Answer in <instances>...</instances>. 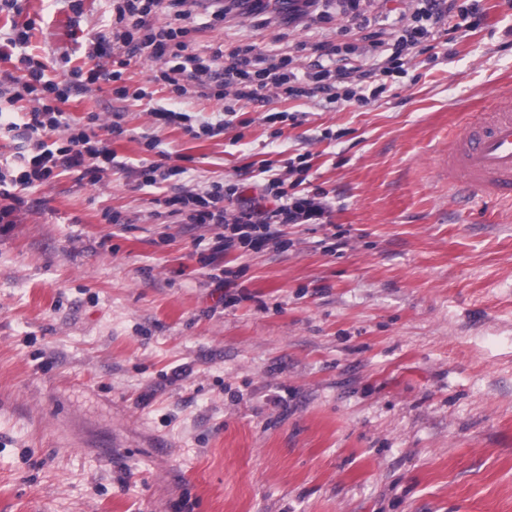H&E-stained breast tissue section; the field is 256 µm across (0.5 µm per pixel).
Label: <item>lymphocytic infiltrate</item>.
Wrapping results in <instances>:
<instances>
[{"label":"lymphocytic infiltrate","instance_id":"lymphocytic-infiltrate-1","mask_svg":"<svg viewBox=\"0 0 512 512\" xmlns=\"http://www.w3.org/2000/svg\"><path fill=\"white\" fill-rule=\"evenodd\" d=\"M416 2L406 25L371 41L368 57L354 60L319 41L312 45L316 58L305 69L278 48L262 55L249 43L229 51L220 42L198 48L194 32L226 21L224 0H112L105 30H91L85 39L93 67H77L55 78L29 53V27L13 28L8 43L15 65L0 75V98L19 103L20 109L0 111V137L16 135L18 144L10 157L0 159V224L14 223L18 213L34 207L30 191L50 184L56 171L76 172L97 185L109 172L125 169L107 142L126 133L121 111L107 120L91 112L85 122L75 121L65 110L73 89L88 92L97 83L111 84L116 100L145 107L154 124L182 126L197 139L223 134L238 109L273 98H306L319 106L340 100L365 105L385 93L389 78L412 67L415 46L444 31L454 18L482 17L481 0L466 6L458 0ZM135 59L152 64L145 82L136 85L127 74ZM156 84L168 91L167 103L155 100ZM194 98L224 102L223 119L192 124L186 106ZM140 144L146 157L135 172L139 187L158 190L173 181L180 184L177 192L155 197L154 205L163 208L171 223L216 227L214 237L198 238L196 244L203 247L201 260L211 267L210 279L223 289L226 304L238 302L241 295L232 271H214L220 254L268 246L287 250L285 226L323 224L331 212L326 192L303 187L311 168L308 154H297L280 169L268 162L258 168L264 198L259 204L239 200L237 185L218 180L200 186L187 180L185 167L172 163L158 137H141Z\"/></svg>","mask_w":512,"mask_h":512}]
</instances>
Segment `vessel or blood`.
<instances>
[{"label": "vessel or blood", "mask_w": 512, "mask_h": 512, "mask_svg": "<svg viewBox=\"0 0 512 512\" xmlns=\"http://www.w3.org/2000/svg\"><path fill=\"white\" fill-rule=\"evenodd\" d=\"M456 190L512 198V94L495 97L490 111L448 136L445 167Z\"/></svg>", "instance_id": "b4317fda"}]
</instances>
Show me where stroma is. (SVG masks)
Instances as JSON below:
<instances>
[{
    "label": "stroma",
    "mask_w": 512,
    "mask_h": 512,
    "mask_svg": "<svg viewBox=\"0 0 512 512\" xmlns=\"http://www.w3.org/2000/svg\"><path fill=\"white\" fill-rule=\"evenodd\" d=\"M482 5L368 105L310 108L279 138L264 109L302 102L249 105L212 138L158 132L195 181L247 197L251 167L309 154L335 202L325 224L286 226L288 251L220 256L233 306L195 252L204 228L167 223L137 187L142 108L112 142L129 171L36 191L0 230V512H512V200L444 176L449 132L512 92V0ZM21 8L0 13V44L30 20L50 74L89 67L68 0ZM412 8L370 0L363 31L332 14L316 37L353 44ZM194 39L311 60L271 17Z\"/></svg>",
    "instance_id": "obj_1"
}]
</instances>
